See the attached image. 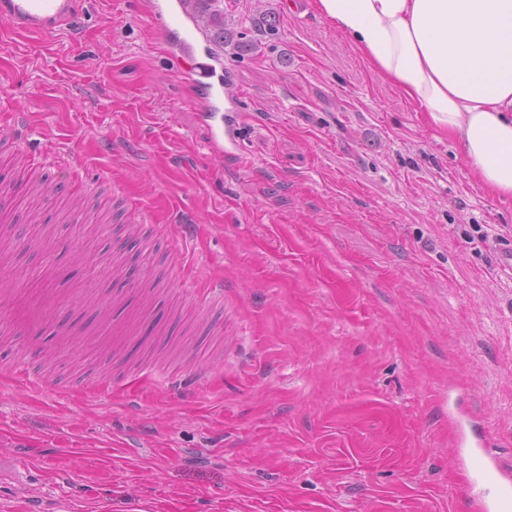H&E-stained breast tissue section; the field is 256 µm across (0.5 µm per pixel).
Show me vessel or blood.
Wrapping results in <instances>:
<instances>
[{"mask_svg": "<svg viewBox=\"0 0 512 512\" xmlns=\"http://www.w3.org/2000/svg\"><path fill=\"white\" fill-rule=\"evenodd\" d=\"M80 0H0V31L6 33L53 34L75 26ZM143 13L157 25L169 51L183 65L188 83L200 99L199 114L206 130L205 148L212 158L241 145L242 110L238 96L229 91L231 72L223 56L202 34L185 0H142ZM9 138L23 160L21 174L32 186L42 184L48 170L65 168L70 156L67 148L50 145L40 152L31 151L15 121H8ZM183 294L205 298L207 293L224 288L223 281L196 271L181 272ZM457 424L463 436L458 443L460 460L470 472V486L476 491L471 501L476 512H512V470L505 468L489 448L484 434L474 432L466 414H458Z\"/></svg>", "mask_w": 512, "mask_h": 512, "instance_id": "obj_1", "label": "vessel or blood"}]
</instances>
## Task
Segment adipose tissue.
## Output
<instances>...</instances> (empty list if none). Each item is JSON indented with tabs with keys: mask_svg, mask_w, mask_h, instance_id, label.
Segmentation results:
<instances>
[{
	"mask_svg": "<svg viewBox=\"0 0 512 512\" xmlns=\"http://www.w3.org/2000/svg\"><path fill=\"white\" fill-rule=\"evenodd\" d=\"M375 71L456 143L473 180L512 197V0H316Z\"/></svg>",
	"mask_w": 512,
	"mask_h": 512,
	"instance_id": "ef3b65f1",
	"label": "adipose tissue"
}]
</instances>
